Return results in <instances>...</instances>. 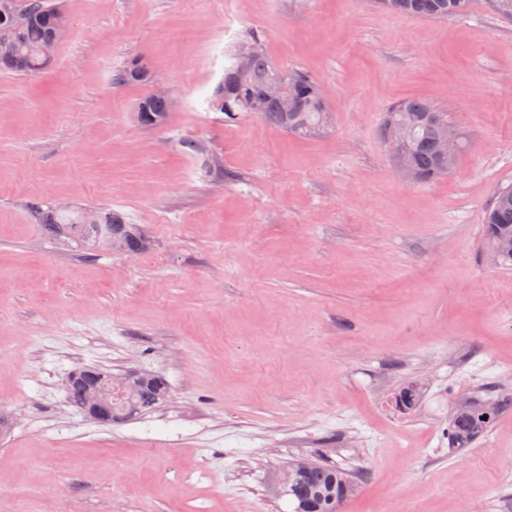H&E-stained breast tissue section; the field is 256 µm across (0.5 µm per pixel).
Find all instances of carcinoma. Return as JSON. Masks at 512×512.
Returning a JSON list of instances; mask_svg holds the SVG:
<instances>
[{
	"instance_id": "1",
	"label": "carcinoma",
	"mask_w": 512,
	"mask_h": 512,
	"mask_svg": "<svg viewBox=\"0 0 512 512\" xmlns=\"http://www.w3.org/2000/svg\"><path fill=\"white\" fill-rule=\"evenodd\" d=\"M387 12L410 17L444 20L467 15L472 0H377ZM62 5L58 0H0V70L36 72L48 62L45 51L56 33ZM247 71L243 79L241 71ZM148 62L138 57L118 70L113 81L117 85L150 80ZM282 81L288 86V100L264 94L266 87ZM211 107L235 120L244 113L288 134L313 137L327 109L321 86L308 75L276 65L259 47L247 58L232 52V63L225 70ZM141 114L139 123L148 127L164 124L169 113L167 98L156 93L141 100L135 109ZM450 121L425 99L396 103L384 114L379 136L393 125L407 129L404 156L416 176L415 184L423 185L449 175L465 149L459 141L450 154L442 150V134ZM35 219L49 238L73 241L85 251L140 253L149 241L140 236L138 225L107 208H75L37 205ZM485 236L494 242L500 236H512V188L500 191L485 213ZM126 393L125 415L130 416L153 407L165 392L161 379L145 376L122 386ZM70 398L79 408H91L90 389L84 376L75 373L68 383ZM498 411L490 418L479 417L475 408L455 411L448 436L458 448H466L485 434ZM353 486L346 471L317 461L288 468L281 475L282 494L294 503V512H337L339 499Z\"/></svg>"
}]
</instances>
